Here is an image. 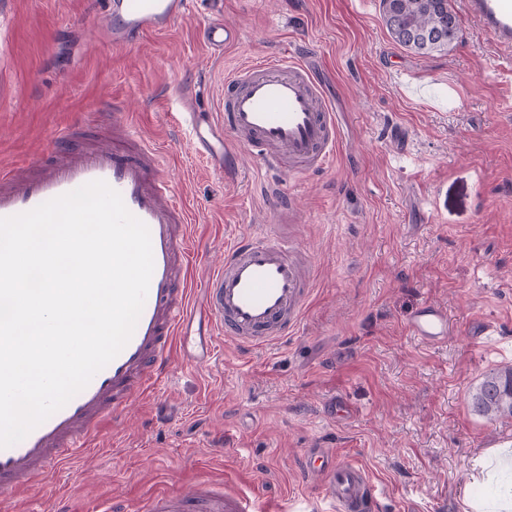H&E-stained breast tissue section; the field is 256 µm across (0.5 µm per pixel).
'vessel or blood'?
<instances>
[{"instance_id":"vessel-or-blood-1","label":"vessel or blood","mask_w":512,"mask_h":512,"mask_svg":"<svg viewBox=\"0 0 512 512\" xmlns=\"http://www.w3.org/2000/svg\"><path fill=\"white\" fill-rule=\"evenodd\" d=\"M188 0H103L101 14L116 48L149 35L169 34L185 14ZM466 13L506 56H512V0H464ZM206 45L220 53L240 39L235 27L215 21L203 31ZM97 111L112 117V140L91 133L92 115L82 113L59 128L46 156L28 171L0 170V217L28 212L93 181L117 191L129 212L151 236L154 269L142 312L122 351L65 406L21 442L0 448V498L53 479L61 466L84 455L93 440L140 393L171 372L175 359L208 365L219 338L259 347L292 334L301 319L307 285L293 259L289 239L257 235L224 250V265L193 297L190 214L174 198L164 171V155L135 130L123 101L101 102ZM198 149L237 163L248 148L266 168L292 162L303 175L322 170L338 144L336 114L324 98L310 63L278 56L239 68L224 79V119L219 125L187 115ZM411 334L435 346L444 342L451 321L443 309L426 304L408 321ZM325 479L322 512H378L384 492L354 465L325 449L311 448ZM147 512H264L243 493L209 487L166 491L148 501Z\"/></svg>"}]
</instances>
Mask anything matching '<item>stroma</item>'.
Instances as JSON below:
<instances>
[{
  "label": "stroma",
  "instance_id": "obj_1",
  "mask_svg": "<svg viewBox=\"0 0 512 512\" xmlns=\"http://www.w3.org/2000/svg\"><path fill=\"white\" fill-rule=\"evenodd\" d=\"M87 2L0 0V166L41 159L76 114L124 100L193 215L194 289L226 242L267 232L295 243L311 294L287 341L246 350L225 338L208 366L174 365L90 453L0 512H51L60 497L79 512L115 499L144 512L154 492L201 482L276 512L293 496L319 502L310 448L363 469L386 493L381 512H512V418L487 420L469 401L512 365V62L462 0H451L458 41L429 55L393 41L381 0H194L171 34L122 50ZM214 20L241 34L220 56L200 38ZM288 52L313 64L338 114L333 162L274 179L243 149L236 175L220 173L184 113L219 123L225 74ZM424 304L451 317L446 343L409 333ZM477 315L494 321L497 346L466 334Z\"/></svg>",
  "mask_w": 512,
  "mask_h": 512
}]
</instances>
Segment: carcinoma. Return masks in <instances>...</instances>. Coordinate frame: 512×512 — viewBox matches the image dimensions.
<instances>
[{"label": "carcinoma", "instance_id": "obj_1", "mask_svg": "<svg viewBox=\"0 0 512 512\" xmlns=\"http://www.w3.org/2000/svg\"><path fill=\"white\" fill-rule=\"evenodd\" d=\"M382 20L396 43L421 55L445 51L459 39L450 0H382ZM471 401L474 411L490 420L512 417V367L485 375Z\"/></svg>", "mask_w": 512, "mask_h": 512}]
</instances>
